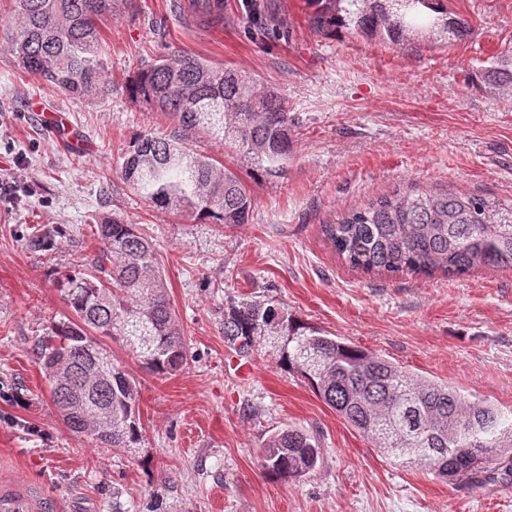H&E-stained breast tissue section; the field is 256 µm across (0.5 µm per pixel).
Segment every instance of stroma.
I'll list each match as a JSON object with an SVG mask.
<instances>
[{"label":"stroma","mask_w":512,"mask_h":512,"mask_svg":"<svg viewBox=\"0 0 512 512\" xmlns=\"http://www.w3.org/2000/svg\"><path fill=\"white\" fill-rule=\"evenodd\" d=\"M252 3L270 19L265 34L243 0H227L223 28L209 32L179 23L169 0H133L102 28L103 88L73 98L8 50L10 0H0V485L26 482L43 512H512V477L450 483L397 464L273 353L251 355L252 376L239 377L220 329L228 303L274 298L327 335L512 408V270L368 274L321 233L411 186L512 197V88L470 80L512 54V0H449L468 38L431 32L397 44L316 32L306 0ZM178 50L250 74L288 105L287 171L252 184L249 223L174 217L121 178L130 139L172 127L130 97L128 82ZM35 99L61 113L54 134L29 111ZM94 215L150 236L188 355L163 377L121 339H104L139 391L144 443L132 452L67 429L35 352L71 315L59 273L93 270ZM289 426L317 437L321 459L288 481L267 473L261 444Z\"/></svg>","instance_id":"35a3bbf8"}]
</instances>
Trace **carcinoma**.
<instances>
[{"label": "carcinoma", "instance_id": "1", "mask_svg": "<svg viewBox=\"0 0 512 512\" xmlns=\"http://www.w3.org/2000/svg\"><path fill=\"white\" fill-rule=\"evenodd\" d=\"M310 26L397 44L440 29L463 41L469 22L444 0H307ZM128 0H11L8 48L23 68L55 91L83 98L105 82L102 25ZM482 79L512 86V60L490 62ZM130 95L175 125L171 135L147 131L122 153L121 176L153 208L206 224H246L253 212L249 182L282 177L291 151L287 103L235 68L186 51L141 69ZM197 134L240 159L232 168L185 146ZM322 235L349 267L366 273L442 272L462 276L480 266L512 269V200L446 190H394L324 224ZM99 275L67 273L58 288L73 318L38 343L52 400L68 429L114 450L138 448L139 392L118 364L103 374L101 338L118 336L151 373L173 375L187 364L168 284L154 244L139 225L96 222ZM224 343L241 356L276 353L279 365L304 377L349 427L379 452L448 482L512 476V410L474 393L429 380L305 324L276 299L224 308ZM112 408V421L97 412ZM264 467L300 479L320 460L319 442L288 427L263 443Z\"/></svg>", "mask_w": 512, "mask_h": 512}]
</instances>
